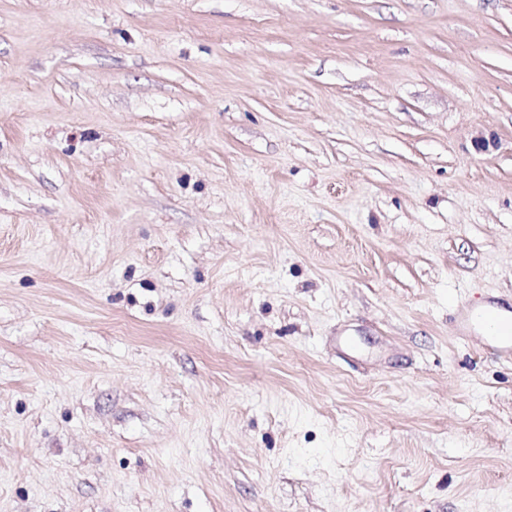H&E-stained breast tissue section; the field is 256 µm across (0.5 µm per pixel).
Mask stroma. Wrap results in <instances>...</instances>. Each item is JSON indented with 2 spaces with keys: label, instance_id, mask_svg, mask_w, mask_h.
Masks as SVG:
<instances>
[{
  "label": "stroma",
  "instance_id": "obj_1",
  "mask_svg": "<svg viewBox=\"0 0 512 512\" xmlns=\"http://www.w3.org/2000/svg\"><path fill=\"white\" fill-rule=\"evenodd\" d=\"M512 0H0V512H512ZM488 300L485 308L479 311L465 310L458 318L461 337L470 338V332L481 331L482 339L488 344L511 355L512 353V318L503 321L499 310Z\"/></svg>",
  "mask_w": 512,
  "mask_h": 512
}]
</instances>
